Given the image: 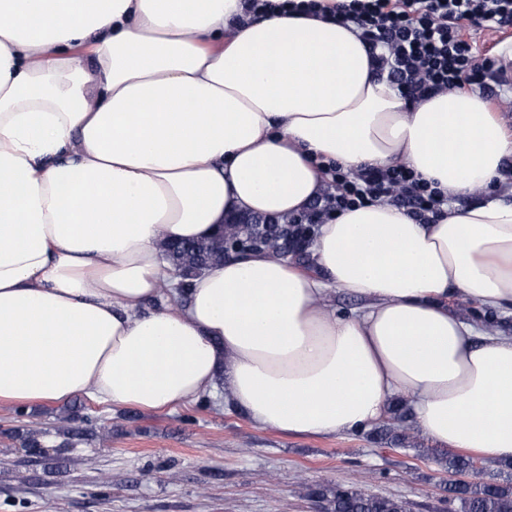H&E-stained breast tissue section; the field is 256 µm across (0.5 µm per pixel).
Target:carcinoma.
<instances>
[{
  "instance_id": "1",
  "label": "carcinoma",
  "mask_w": 512,
  "mask_h": 512,
  "mask_svg": "<svg viewBox=\"0 0 512 512\" xmlns=\"http://www.w3.org/2000/svg\"><path fill=\"white\" fill-rule=\"evenodd\" d=\"M305 234L303 227L289 228L288 218L276 224L262 216L249 217L227 226L224 239L216 241H175L162 245L165 259L186 276L201 267H210L224 260L223 245L256 247L265 244L264 251L273 250L276 242L288 241V232ZM404 402L395 406L400 424L386 426L383 431L394 433L396 441L405 444L413 441V427L405 424ZM471 458L453 455L437 459V463L448 473L462 474L469 468ZM453 498L460 501L463 512H512V482L496 481L472 484L462 482L448 489ZM312 495L326 502V512H406L405 503L395 497L377 496L361 487H319Z\"/></svg>"
}]
</instances>
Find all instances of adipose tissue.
I'll return each mask as SVG.
<instances>
[{
    "mask_svg": "<svg viewBox=\"0 0 512 512\" xmlns=\"http://www.w3.org/2000/svg\"><path fill=\"white\" fill-rule=\"evenodd\" d=\"M404 163L448 197L320 225L312 268L230 257L178 293L168 240L305 211L319 161ZM512 164L479 95L415 105L351 25L244 0H0V407L162 412L223 384L257 427L329 437L406 400L438 446L512 461ZM363 300L337 314L329 288ZM467 303H468L467 309H461L458 306V303L454 304V308L461 315H463L465 317H471V318H474L475 320H477L488 331H493L496 328L495 321H497L498 326L495 330L504 331V332H507L510 334L512 333V317L511 316L510 317H502V316L497 315L494 312H488V311H483V310L479 309V307L477 306L476 303H472V302H467ZM488 318H494V319H488Z\"/></svg>",
    "mask_w": 512,
    "mask_h": 512,
    "instance_id": "obj_1",
    "label": "adipose tissue"
}]
</instances>
